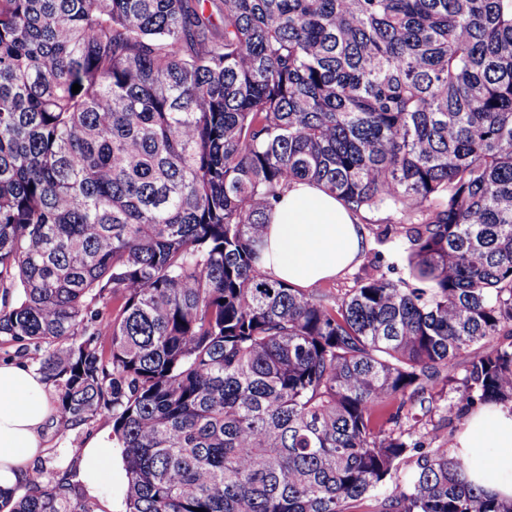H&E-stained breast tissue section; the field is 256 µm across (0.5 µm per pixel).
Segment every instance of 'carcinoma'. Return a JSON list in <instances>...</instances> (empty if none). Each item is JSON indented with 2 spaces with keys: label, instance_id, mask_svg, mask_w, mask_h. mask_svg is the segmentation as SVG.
Masks as SVG:
<instances>
[{
  "label": "carcinoma",
  "instance_id": "obj_1",
  "mask_svg": "<svg viewBox=\"0 0 512 512\" xmlns=\"http://www.w3.org/2000/svg\"><path fill=\"white\" fill-rule=\"evenodd\" d=\"M304 180L399 214L407 277H273ZM15 292L0 335L112 422L126 512H512L400 429L445 381L512 406V0H0ZM3 509L95 512L62 479Z\"/></svg>",
  "mask_w": 512,
  "mask_h": 512
}]
</instances>
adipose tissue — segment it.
Returning <instances> with one entry per match:
<instances>
[{"instance_id":"ef3b65f1","label":"adipose tissue","mask_w":512,"mask_h":512,"mask_svg":"<svg viewBox=\"0 0 512 512\" xmlns=\"http://www.w3.org/2000/svg\"><path fill=\"white\" fill-rule=\"evenodd\" d=\"M365 247L359 220L335 196L301 182L288 190L268 218L264 266L274 277L308 288L333 277ZM53 413L41 375L13 361L0 363V492L10 493L32 480L42 448V428ZM109 434L79 451V475L88 495L111 479ZM463 459L464 478L501 499L512 498V409L491 407L475 413L452 444Z\"/></svg>"}]
</instances>
